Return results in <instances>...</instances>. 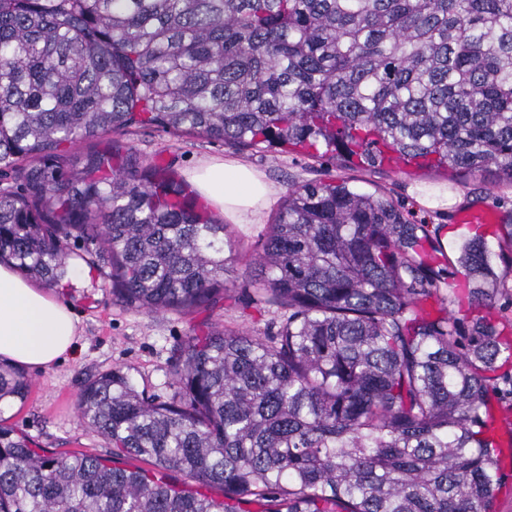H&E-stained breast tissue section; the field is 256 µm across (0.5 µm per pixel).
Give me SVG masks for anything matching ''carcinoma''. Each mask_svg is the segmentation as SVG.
Segmentation results:
<instances>
[{
	"mask_svg": "<svg viewBox=\"0 0 512 512\" xmlns=\"http://www.w3.org/2000/svg\"><path fill=\"white\" fill-rule=\"evenodd\" d=\"M136 125L512 183V0H0V173L21 179L0 191V264L54 285L86 237L126 306H213L242 263L227 225L131 152L64 164ZM443 259L391 199L289 188L246 265L277 330L188 337L167 401L120 366L91 380L78 415L112 460L48 455L0 419V512H496L489 382L512 401V338L445 297L425 309ZM457 262L471 300L509 295L484 240ZM30 388L0 363V404ZM113 136H107L103 138H97L92 140H81L69 151L70 160L73 163H78L81 159V163L78 165L82 167L85 163V158L89 154H93L98 151H103L112 146Z\"/></svg>",
	"mask_w": 512,
	"mask_h": 512,
	"instance_id": "1",
	"label": "carcinoma"
}]
</instances>
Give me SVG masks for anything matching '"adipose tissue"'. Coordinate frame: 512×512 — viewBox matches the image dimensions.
Instances as JSON below:
<instances>
[{"label": "adipose tissue", "mask_w": 512, "mask_h": 512, "mask_svg": "<svg viewBox=\"0 0 512 512\" xmlns=\"http://www.w3.org/2000/svg\"><path fill=\"white\" fill-rule=\"evenodd\" d=\"M187 177L200 198L235 224L260 223L278 194L261 172L234 158L201 159ZM78 343L70 306L14 266L0 265V359L46 369Z\"/></svg>", "instance_id": "obj_1"}]
</instances>
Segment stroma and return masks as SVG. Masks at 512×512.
Instances as JSON below:
<instances>
[{
    "instance_id": "stroma-1",
    "label": "stroma",
    "mask_w": 512,
    "mask_h": 512,
    "mask_svg": "<svg viewBox=\"0 0 512 512\" xmlns=\"http://www.w3.org/2000/svg\"><path fill=\"white\" fill-rule=\"evenodd\" d=\"M132 149L143 166L168 172L185 182L186 170L205 157L239 159L264 173L280 193L289 186L352 177V186L362 193L381 191L400 204L417 223L439 230L449 257H456L464 240L453 223L457 209L484 204L503 218L512 220V183L493 176L474 177L452 171L409 167L402 173L383 169L348 173L337 160L311 158L298 153H276L263 148L236 150L223 142L201 136L173 134L156 126L135 127L118 139L103 137L82 140L70 150L71 162L105 150L112 144ZM444 187L448 203L430 206L428 189ZM88 278L69 280L56 288L57 297L74 311L80 329L78 349L64 362L48 369H27L32 391L25 404L0 407V418L53 453L88 452L111 456L112 450L77 413L84 383L98 374L121 366L129 371L138 389L161 400L173 393L167 366L192 329L205 323L249 333L275 331L276 307L254 302L252 290L236 286L235 301L187 313L152 314L124 306L112 294L105 266H89Z\"/></svg>"
}]
</instances>
